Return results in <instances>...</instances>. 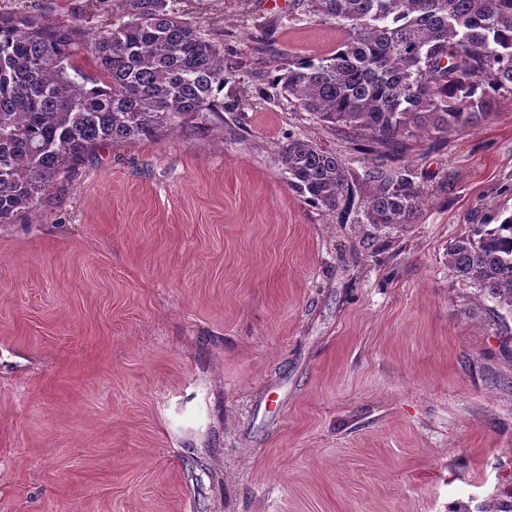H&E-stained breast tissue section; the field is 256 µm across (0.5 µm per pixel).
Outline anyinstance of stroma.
<instances>
[{
	"label": "stroma",
	"mask_w": 512,
	"mask_h": 512,
	"mask_svg": "<svg viewBox=\"0 0 512 512\" xmlns=\"http://www.w3.org/2000/svg\"><path fill=\"white\" fill-rule=\"evenodd\" d=\"M224 52V118L99 146L0 224V512H512V314L448 266L512 209V96L488 121L365 150L257 75L336 26L290 0H176ZM119 23L123 0H0ZM336 152L351 201L274 162ZM415 223L364 217L371 165ZM285 139L276 154L288 186L305 203L336 210L352 180L344 160L309 138L288 134Z\"/></svg>",
	"instance_id": "1"
}]
</instances>
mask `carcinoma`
I'll return each mask as SVG.
<instances>
[{
  "label": "carcinoma",
  "instance_id": "carcinoma-1",
  "mask_svg": "<svg viewBox=\"0 0 512 512\" xmlns=\"http://www.w3.org/2000/svg\"><path fill=\"white\" fill-rule=\"evenodd\" d=\"M128 20L94 31L22 11L0 14V223L17 220L58 176L107 141L175 133L224 111V53L168 0H129ZM345 32L336 50L273 66L272 83L317 121L395 146L477 127L512 94V0H293ZM85 55L98 76L78 62ZM288 186L335 210L352 174L308 138L277 151ZM367 223L415 222L420 188L368 170ZM448 248L457 278L512 313V212Z\"/></svg>",
  "mask_w": 512,
  "mask_h": 512
}]
</instances>
